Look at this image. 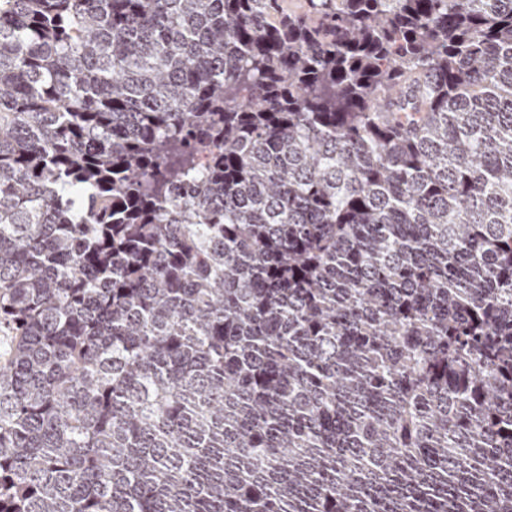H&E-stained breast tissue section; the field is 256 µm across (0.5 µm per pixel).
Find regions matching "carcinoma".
<instances>
[{"instance_id":"obj_1","label":"carcinoma","mask_w":512,"mask_h":512,"mask_svg":"<svg viewBox=\"0 0 512 512\" xmlns=\"http://www.w3.org/2000/svg\"><path fill=\"white\" fill-rule=\"evenodd\" d=\"M0 512H512V0H0Z\"/></svg>"}]
</instances>
